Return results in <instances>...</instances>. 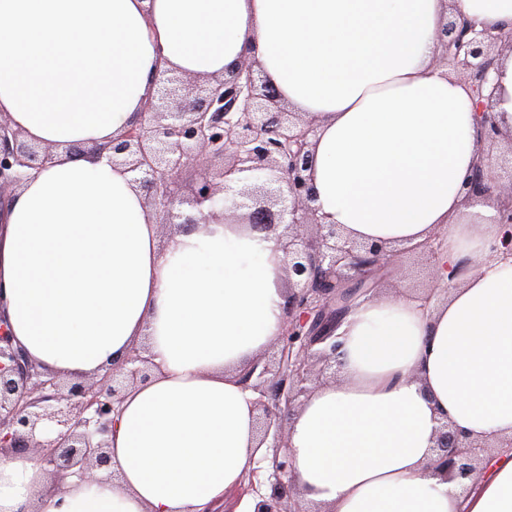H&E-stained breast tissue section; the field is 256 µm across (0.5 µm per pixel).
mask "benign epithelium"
I'll list each match as a JSON object with an SVG mask.
<instances>
[{
	"instance_id": "benign-epithelium-1",
	"label": "benign epithelium",
	"mask_w": 512,
	"mask_h": 512,
	"mask_svg": "<svg viewBox=\"0 0 512 512\" xmlns=\"http://www.w3.org/2000/svg\"><path fill=\"white\" fill-rule=\"evenodd\" d=\"M437 64L469 77L479 140L480 161L463 184L465 201L486 196V143L505 128L491 112L490 74L499 56L512 52V31L476 29L453 11L438 34ZM316 121L290 112L254 58L242 60L224 76L198 83L179 74H163L143 118L131 123L104 149L112 161L134 174L147 202L162 213L163 223L186 230L198 223L203 207L224 211V223L245 224L253 232L277 237L288 276L284 331L271 359L258 357L239 381L257 394L259 444L273 449L267 476L248 468V483L235 490L237 500L256 495L254 512H303L294 502L298 485L288 454V429L303 399L317 387L337 381L340 343L336 332L348 310L373 298L377 287L401 270L400 256L423 252L430 257L429 277L443 245V235L402 247L358 242L338 224L322 222L311 183ZM24 135L0 120V189L22 186L29 171L51 160ZM200 168L189 197L180 194L182 169ZM188 205L185 214L181 206ZM502 230L495 255L512 256V179L507 200L499 205ZM146 350L136 348L125 364L111 368L94 383L66 380L39 369L14 344L0 313V456L27 450L37 455L53 477H82L108 467V438L120 415L125 392L148 378ZM512 437L478 442L443 416L434 438L433 475L477 486L495 448H511Z\"/></svg>"
}]
</instances>
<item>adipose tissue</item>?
<instances>
[{"label": "adipose tissue", "mask_w": 512, "mask_h": 512, "mask_svg": "<svg viewBox=\"0 0 512 512\" xmlns=\"http://www.w3.org/2000/svg\"><path fill=\"white\" fill-rule=\"evenodd\" d=\"M512 30V0H0V115L54 156L0 206V302L37 362L93 376L142 344L110 467L35 500L45 466L0 459V512H201L265 448L239 369L283 330L275 237L222 212L161 236L131 173L98 146L138 118L162 72L220 75L256 58L318 124L315 204L351 238L447 232L437 275L482 262L445 303L353 308L342 379L299 408L288 446L306 503L327 512H512V449L480 486L431 475L440 415L476 439L512 437V258L492 257L496 203L468 204L478 157L466 83L435 64L450 8ZM72 144L82 153L69 152Z\"/></svg>", "instance_id": "1"}]
</instances>
